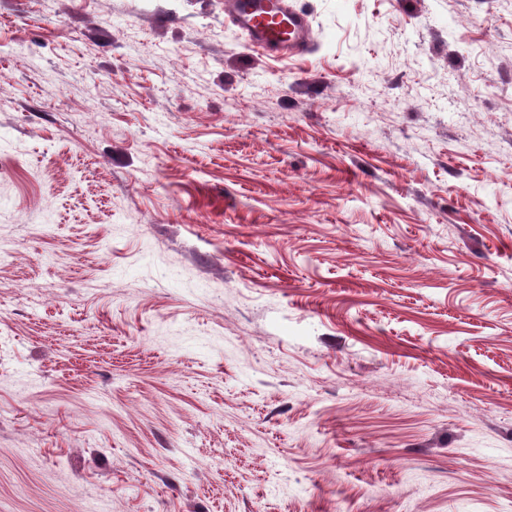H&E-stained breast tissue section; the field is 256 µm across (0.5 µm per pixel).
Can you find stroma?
<instances>
[{
	"label": "stroma",
	"mask_w": 512,
	"mask_h": 512,
	"mask_svg": "<svg viewBox=\"0 0 512 512\" xmlns=\"http://www.w3.org/2000/svg\"><path fill=\"white\" fill-rule=\"evenodd\" d=\"M0 0V512H512V0ZM272 12L277 14V21L283 20L288 35L269 25ZM224 15L247 33L250 46L256 51L287 57L311 51L308 15L286 0H226Z\"/></svg>",
	"instance_id": "stroma-1"
}]
</instances>
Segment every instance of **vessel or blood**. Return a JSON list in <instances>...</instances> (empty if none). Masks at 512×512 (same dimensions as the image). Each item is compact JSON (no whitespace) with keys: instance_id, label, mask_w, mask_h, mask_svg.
I'll list each match as a JSON object with an SVG mask.
<instances>
[{"instance_id":"vessel-or-blood-1","label":"vessel or blood","mask_w":512,"mask_h":512,"mask_svg":"<svg viewBox=\"0 0 512 512\" xmlns=\"http://www.w3.org/2000/svg\"><path fill=\"white\" fill-rule=\"evenodd\" d=\"M224 14L254 50L287 57L311 50L308 16L287 0H225Z\"/></svg>"}]
</instances>
